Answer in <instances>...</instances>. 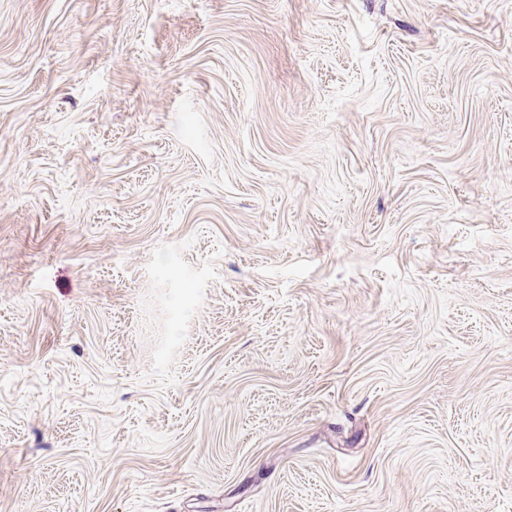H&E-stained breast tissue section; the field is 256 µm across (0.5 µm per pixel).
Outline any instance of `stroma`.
<instances>
[{
	"instance_id": "35a3bbf8",
	"label": "stroma",
	"mask_w": 512,
	"mask_h": 512,
	"mask_svg": "<svg viewBox=\"0 0 512 512\" xmlns=\"http://www.w3.org/2000/svg\"><path fill=\"white\" fill-rule=\"evenodd\" d=\"M0 512H512V0H0Z\"/></svg>"
}]
</instances>
